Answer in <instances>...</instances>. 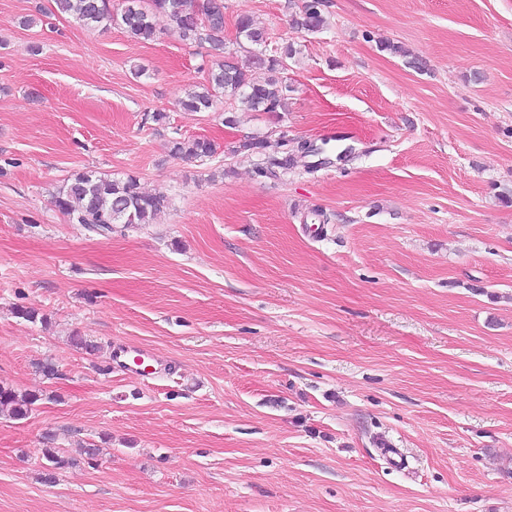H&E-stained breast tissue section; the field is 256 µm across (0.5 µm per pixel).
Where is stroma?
Returning <instances> with one entry per match:
<instances>
[{
  "instance_id": "stroma-1",
  "label": "stroma",
  "mask_w": 512,
  "mask_h": 512,
  "mask_svg": "<svg viewBox=\"0 0 512 512\" xmlns=\"http://www.w3.org/2000/svg\"><path fill=\"white\" fill-rule=\"evenodd\" d=\"M300 2L224 0L227 51L243 15L296 50L287 111L228 126L178 106L212 58L166 17L0 0V386L40 396L0 414V512H512V0H323L317 32ZM283 132L325 164L259 176L240 143ZM83 168L172 206L88 231L51 202ZM322 0H304L299 11L291 20L294 28L317 31L324 27L325 18L321 11ZM170 143L172 155L188 159L212 158L217 153L215 144L207 138H173Z\"/></svg>"
}]
</instances>
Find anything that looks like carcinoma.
Instances as JSON below:
<instances>
[{
	"label": "carcinoma",
	"mask_w": 512,
	"mask_h": 512,
	"mask_svg": "<svg viewBox=\"0 0 512 512\" xmlns=\"http://www.w3.org/2000/svg\"><path fill=\"white\" fill-rule=\"evenodd\" d=\"M56 11L90 29H107L113 25L123 29L138 42L156 38L155 18H168L179 38L189 45L207 44L217 54L224 53V0H123L117 7L112 0H54ZM322 0H303L291 20L300 30L317 31L324 27ZM237 44L244 57L233 55L220 60L208 70L206 82L187 90L178 100L179 106L191 112L210 111L220 96L229 102L228 111L243 107L254 112H284L290 87L279 74L287 70L288 59L296 50L286 45L267 49L264 27L252 17L241 16L236 25ZM262 71L267 77L257 81L253 74ZM239 149L262 156L257 173L276 177L278 172L299 165L311 171L315 165L305 161L312 155L307 143L288 150L287 135L271 141L254 137L242 142ZM170 153L190 159L211 158L217 154L215 144L202 137L171 140ZM56 208L69 216L73 224H85L103 232L112 225L124 227L153 224L171 207L170 197L162 192L146 193L132 176L114 177L110 173L85 169L71 174L53 195ZM39 395L18 392L0 386V412L24 419Z\"/></svg>",
	"instance_id": "1"
}]
</instances>
